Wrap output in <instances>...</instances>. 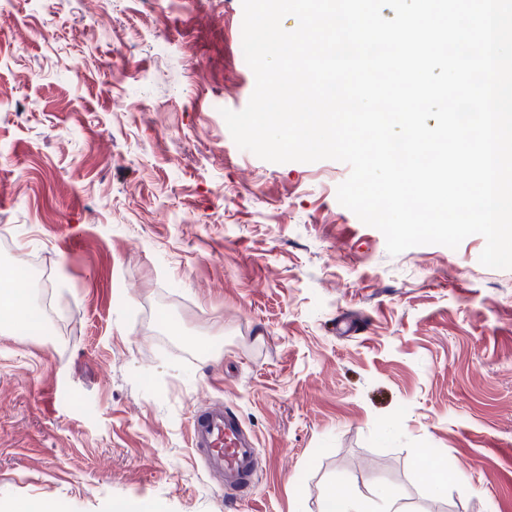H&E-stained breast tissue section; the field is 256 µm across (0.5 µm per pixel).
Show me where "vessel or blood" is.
<instances>
[{"instance_id":"1","label":"vessel or blood","mask_w":512,"mask_h":512,"mask_svg":"<svg viewBox=\"0 0 512 512\" xmlns=\"http://www.w3.org/2000/svg\"><path fill=\"white\" fill-rule=\"evenodd\" d=\"M189 445L220 486L240 493L252 489L257 473L255 439L231 409L213 402L197 407Z\"/></svg>"}]
</instances>
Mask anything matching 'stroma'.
<instances>
[{"label": "stroma", "mask_w": 512, "mask_h": 512, "mask_svg": "<svg viewBox=\"0 0 512 512\" xmlns=\"http://www.w3.org/2000/svg\"><path fill=\"white\" fill-rule=\"evenodd\" d=\"M241 0H0V260L43 329L0 335V505L320 512L324 490L448 469L440 512H512V269L390 256L347 164L234 142L255 77ZM258 443L254 488L189 446L201 401ZM470 486V493L459 490Z\"/></svg>", "instance_id": "stroma-1"}]
</instances>
